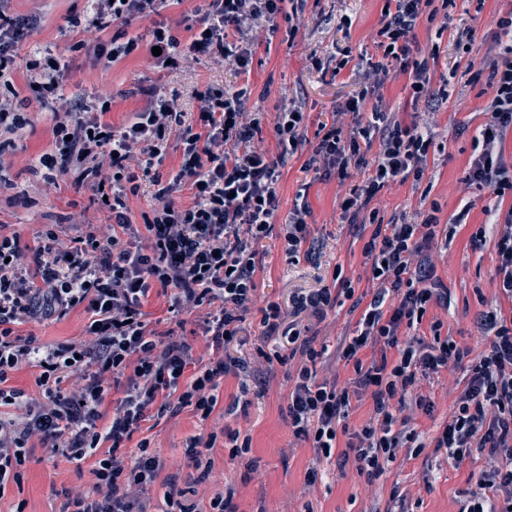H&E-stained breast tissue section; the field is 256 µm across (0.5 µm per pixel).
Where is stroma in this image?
<instances>
[{
    "mask_svg": "<svg viewBox=\"0 0 512 512\" xmlns=\"http://www.w3.org/2000/svg\"><path fill=\"white\" fill-rule=\"evenodd\" d=\"M384 5L385 0H304L309 22L305 35L292 40L283 29L271 38L258 34L250 74L243 78L209 55L200 56L190 67L169 71L152 68L143 49L113 63L96 59L80 46L91 0H0L1 14L37 19L16 44L12 82L19 98L28 103L31 122L15 133L0 134V225H13L22 242L30 244L46 225L66 223L72 215L82 213L92 223H107V210L90 190L75 186L66 177L50 186L32 171L39 156L54 147L53 112L67 111L80 100L107 104L101 120L119 128L145 104L136 93L139 85L156 84L165 94L179 95L190 105L195 92L243 84L248 88L249 111L273 114L285 100H293L307 114L308 134H315L320 124L333 122L339 104L366 86L367 59L381 57L374 35ZM511 9L512 0H455L448 9L446 27L423 24L417 28L420 51L438 52L437 61L430 66L433 85L448 91L429 124L435 150L421 182L389 184L371 202L388 222L417 217L434 202L440 206L439 218L444 224L453 223L461 210H468L465 226L448 247L433 250L431 258L451 294L448 330L469 344L480 335L479 311L495 306L512 310V300L500 294L492 280L493 243L475 250L469 242L476 225L488 223V210L512 207V196L499 198L489 190L465 184L472 138L490 117L489 97L483 94L482 83L473 80L468 65L488 51L503 50V42L495 38L494 20ZM465 27L476 33L468 54L455 44L456 31ZM45 49L68 65L51 111L34 98L29 88L34 74L26 68L27 59ZM316 58L321 60V68H314ZM306 157V152H299L281 169L277 220L285 222L298 190L307 187V222L314 248L310 254L292 259L281 238L267 239L255 274L257 295L285 305L298 290L331 284L338 268L353 279L357 293L371 292L361 229L346 223L340 207L345 191L354 188L355 182L350 179L341 184L334 178L314 177L302 168ZM357 319V314L342 306L317 324L318 340L326 347L325 362L317 367L319 377L334 378L341 384L350 378L351 371L337 361L336 350L344 337L353 334ZM86 323L87 315L79 307L58 319L22 325L18 332L34 335L44 344H57L80 337ZM259 333V321L252 318L238 338V348L250 362V384L257 392L247 412L214 415L209 425L186 409L152 421L150 437L165 462V474L182 480L187 477L183 454L191 436L209 432L214 424L250 434L248 457L233 460L223 446L213 448L211 474L194 485V499L200 508H207L210 498L223 491L229 480L236 487V512H458L470 474L487 468L488 458L476 456L451 465L428 448L416 457L400 455L370 486L356 475L353 466H340L335 459L317 461L313 449L295 439L282 416L288 397L287 369L268 367L257 357ZM463 387L462 370L431 376L425 390L436 406L432 414L416 417V429L433 435L446 422ZM312 467L317 468L318 478L311 485L305 476ZM90 469L89 463L53 457L35 447L22 468L21 483L7 484L0 493V512H59L65 492L89 486Z\"/></svg>",
    "mask_w": 512,
    "mask_h": 512,
    "instance_id": "35a3bbf8",
    "label": "stroma"
}]
</instances>
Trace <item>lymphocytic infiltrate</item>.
<instances>
[{"label": "lymphocytic infiltrate", "mask_w": 512, "mask_h": 512, "mask_svg": "<svg viewBox=\"0 0 512 512\" xmlns=\"http://www.w3.org/2000/svg\"><path fill=\"white\" fill-rule=\"evenodd\" d=\"M160 2L93 0L85 26L94 35L93 50L113 62L146 41L162 50L153 59L156 67L178 68L207 54L241 76L248 72L257 32L272 36L284 25L293 39L307 28L304 16L289 11L288 0H202L175 26L157 20ZM385 2L389 9L375 34L382 58L367 64L368 92L342 103L334 122L320 125L314 137H307L295 103L271 116L248 111L243 86L196 94L192 112L156 85L139 86L147 104L118 129L86 117L82 105L56 117L55 147L38 159L47 170L45 182L75 175L76 185L106 196L109 221L55 224L33 246L0 229V407L18 410L15 417L0 418V489L21 482L29 442L36 438L50 454L92 463L94 483L67 495L61 512H198L178 476H162L164 463L150 440L132 436L156 406L173 413L190 409L203 422L211 417L220 380L248 372L234 343L256 311L262 340L287 343L286 352H274L276 362L297 365L288 390V425L319 458L340 454L370 484L405 448L419 453L429 445L457 463L486 454L500 463L472 475L460 512H512V314L498 308L480 313L483 344L459 345L444 333L442 319L427 316L431 307L450 305L431 252L437 241L452 240L455 225L440 223L435 205L419 223L383 222L370 206L389 183L422 181L433 139L427 122L402 123L380 104L365 111L367 96L379 94L396 73L408 77L412 103L424 113H433L439 98L428 61L413 57L417 26L439 17L435 0ZM148 17L154 20L148 40L136 36L109 44L98 36L112 22L128 25ZM179 25L190 31L189 42L176 35ZM506 51V57L488 56L480 63L492 91L491 115L473 139L467 176L469 185L500 198L512 194V166L503 161V143L512 131V45ZM28 68L39 76V103L52 107L66 64L47 52ZM266 122L277 140L273 153L258 139ZM302 146L308 149L304 171L342 181L356 172L363 177L340 207L349 223L371 230L363 254L377 289L355 336L337 350L353 373L342 387L318 381L323 353L297 319H325L341 298L354 297L351 279L337 274L332 285L295 293L287 313L276 301L257 299L258 245L280 232L294 258L310 242L306 191L298 192L286 223L276 222L280 170ZM172 147L179 149L180 163L160 175ZM145 185L154 205L135 224L128 201ZM186 193L187 205L181 201ZM490 217V225L471 234L470 244L477 250L493 242L492 279L512 299V208ZM154 294L170 299L162 329L149 326L142 311ZM79 306L88 316L85 338L49 345L15 332L18 325L57 319ZM193 314L213 350L206 361L179 334ZM423 326L428 332L422 336ZM25 366L40 370L38 397L9 384L11 373ZM451 367L465 371V386L450 419L427 445L411 426L415 413L434 409L419 385ZM114 385L123 386L124 395L107 415L103 407ZM363 397L371 402V416L361 427H349L351 401ZM342 433L347 442H339ZM219 442L233 458L251 450L250 436L240 432L201 433L186 446L191 467L209 472L211 450ZM160 479L168 490L159 505L152 488Z\"/></svg>", "instance_id": "1"}]
</instances>
